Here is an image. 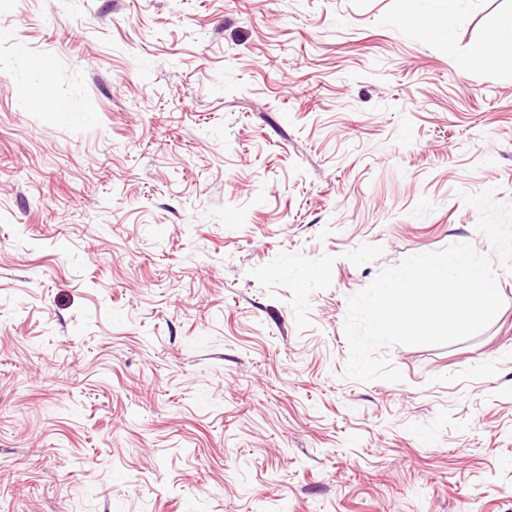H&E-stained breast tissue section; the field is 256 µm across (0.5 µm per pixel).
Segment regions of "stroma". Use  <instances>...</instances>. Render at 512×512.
Listing matches in <instances>:
<instances>
[{
	"label": "stroma",
	"mask_w": 512,
	"mask_h": 512,
	"mask_svg": "<svg viewBox=\"0 0 512 512\" xmlns=\"http://www.w3.org/2000/svg\"><path fill=\"white\" fill-rule=\"evenodd\" d=\"M511 12L0 0V512H512ZM464 243L491 325L345 377L348 297ZM471 62L476 66L512 68V13L499 20L484 45L475 51Z\"/></svg>",
	"instance_id": "35a3bbf8"
}]
</instances>
